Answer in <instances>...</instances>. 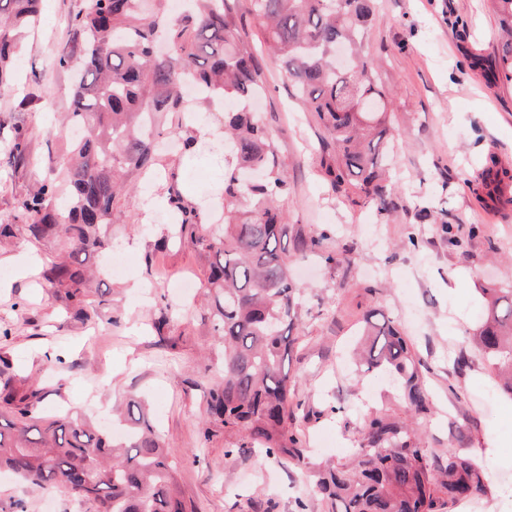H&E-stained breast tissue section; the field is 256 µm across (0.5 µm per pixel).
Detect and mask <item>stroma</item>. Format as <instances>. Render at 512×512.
Masks as SVG:
<instances>
[{"label": "stroma", "instance_id": "35a3bbf8", "mask_svg": "<svg viewBox=\"0 0 512 512\" xmlns=\"http://www.w3.org/2000/svg\"><path fill=\"white\" fill-rule=\"evenodd\" d=\"M79 3L43 0L41 23L16 62L20 82L0 93V161L19 132L30 152L28 166L0 187L2 219L67 152L53 124L70 107L75 72L56 62ZM232 7L270 70L259 110L288 170L287 237L320 241L293 268L304 288L288 357L300 404L293 432L315 461L343 462L365 416L404 415L387 375L356 372L350 358L363 319L381 314L411 337L425 365L435 413L416 427L424 445L455 448L488 471L485 495L458 512H512V397L499 388L474 337L487 314L482 289L512 284V203L487 211L468 187L488 151L512 165V85L490 83L469 66L471 55L491 56L499 39L487 0H377L364 50L392 94L390 125L399 133L389 188L397 208L387 222L332 192L319 127L263 49L250 0ZM457 16L469 22L467 39L450 25ZM164 163L186 198L203 205L206 223H223L224 201L216 194L223 150L185 155L174 147ZM165 197L161 182L129 175L114 211L113 249L99 258L105 268L120 251L122 269L103 275L93 326L70 317L64 298L38 274L17 273L15 261L28 246L0 250V384L47 390L45 410L72 408L111 421L130 401H146L189 512H295L300 499L307 512H330L307 468L227 455L231 439L207 413L218 370L204 290L178 286L186 278L203 281L207 258L167 241ZM423 207L432 220H417ZM445 220L478 225L479 232L453 246L440 228ZM330 253L335 262H326ZM0 506L96 512L93 503L58 488H32L5 469Z\"/></svg>", "mask_w": 512, "mask_h": 512}]
</instances>
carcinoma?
<instances>
[{
  "mask_svg": "<svg viewBox=\"0 0 512 512\" xmlns=\"http://www.w3.org/2000/svg\"><path fill=\"white\" fill-rule=\"evenodd\" d=\"M41 0H0V91L27 33L40 20ZM265 24L266 40L288 79L322 128L320 148L329 153L325 174L332 190L380 216L396 209L383 184L392 151L388 93L374 61L363 52L376 0H251ZM506 37L494 50L495 80L512 84V0H491ZM69 49L60 68L74 60L82 69L72 89L68 123L82 121L86 134L71 143L68 158L39 188L15 200L11 222L0 224V243L23 240L45 251L41 279L64 290L66 309L82 321L99 318L86 286L99 253L112 247V213L124 174L151 169L159 155L160 129L188 150L198 141L172 115L190 111L182 94L191 80L207 104L230 100L224 111V223L203 224L175 184L168 187L170 238H190L209 257V321L224 345L220 382L209 392L208 412L236 439L226 455L260 452L295 466L308 465L300 439L288 431L293 419V380L286 361L294 339L302 287L292 266L319 241L288 248V171L260 113L253 109L267 76L255 49L242 35L229 0H192L179 15L166 0H81L70 19ZM162 39L171 54L160 58ZM342 45L349 66L335 65ZM29 163L26 143L14 137L5 169ZM512 182V169L495 154L485 158L469 187L484 207L499 202L493 187ZM64 196L65 206L54 201ZM489 317L477 340L490 368L507 372L503 391L512 396V284L483 288ZM367 346L359 371L384 370L402 388L413 418L431 403L409 337L392 321L365 319ZM46 392L0 388V468L40 489L63 487L97 512H186L177 491L169 452L149 411L127 408L128 431L115 442L104 429L73 412L46 414ZM317 491L331 512H454L487 492L484 470L455 449L436 451L411 435L407 421L373 413L362 421L347 463H320L312 470Z\"/></svg>",
  "mask_w": 512,
  "mask_h": 512,
  "instance_id": "carcinoma-1",
  "label": "carcinoma"
}]
</instances>
